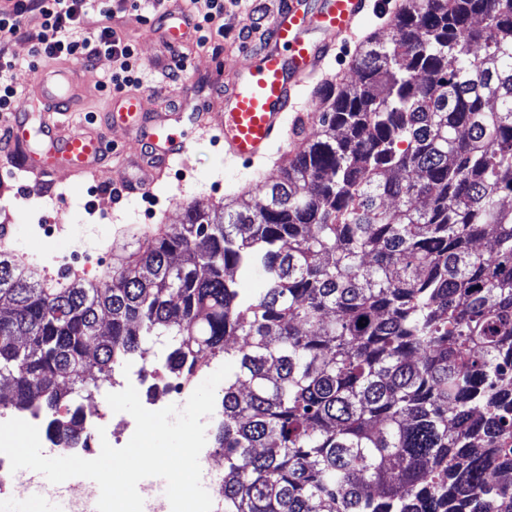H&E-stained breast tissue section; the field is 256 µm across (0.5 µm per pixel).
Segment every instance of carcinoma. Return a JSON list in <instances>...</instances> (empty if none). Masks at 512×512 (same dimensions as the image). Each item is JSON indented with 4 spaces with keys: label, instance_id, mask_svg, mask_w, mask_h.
<instances>
[{
    "label": "carcinoma",
    "instance_id": "carcinoma-1",
    "mask_svg": "<svg viewBox=\"0 0 512 512\" xmlns=\"http://www.w3.org/2000/svg\"><path fill=\"white\" fill-rule=\"evenodd\" d=\"M265 201L185 209L54 291L0 260V410L83 444L89 368L224 379V512H512V0H407ZM264 288L243 299L242 266Z\"/></svg>",
    "mask_w": 512,
    "mask_h": 512
}]
</instances>
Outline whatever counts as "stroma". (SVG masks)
Instances as JSON below:
<instances>
[{
    "instance_id": "obj_1",
    "label": "stroma",
    "mask_w": 512,
    "mask_h": 512,
    "mask_svg": "<svg viewBox=\"0 0 512 512\" xmlns=\"http://www.w3.org/2000/svg\"><path fill=\"white\" fill-rule=\"evenodd\" d=\"M159 22L155 16L149 23L140 24L123 12L108 21L90 11L83 17L80 29L90 36L109 24L135 39L140 57L157 77L152 89L143 93L151 112L167 111L162 93L168 83L166 72L173 53L183 54L190 63L185 79L188 90L177 99L176 111L186 115L203 111L211 120H218L223 110L224 75L244 62L243 45L238 39L244 17L239 9H227L224 37L218 47L200 49L190 38L173 53L151 33ZM111 68V60L103 57L95 67L82 69V81L73 101L75 121H84L90 112L98 116L106 112L110 99L98 92L97 86ZM286 158L282 152L272 164L228 169L224 166L221 145L206 140L193 144L185 162L173 165L150 193L127 194L118 202L112 201L106 192L119 175L110 166L82 182L60 176L51 186L31 177L14 178L12 166L0 164V195L18 200V207L12 213L18 229L11 247L52 279H59L66 267L71 266L85 271L89 278L108 280L112 277L115 242L136 232L177 227L185 206L190 204L209 209L244 190L249 191L254 201H262L263 181L277 174L278 164Z\"/></svg>"
}]
</instances>
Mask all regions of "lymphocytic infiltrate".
Segmentation results:
<instances>
[{
  "label": "lymphocytic infiltrate",
  "mask_w": 512,
  "mask_h": 512,
  "mask_svg": "<svg viewBox=\"0 0 512 512\" xmlns=\"http://www.w3.org/2000/svg\"><path fill=\"white\" fill-rule=\"evenodd\" d=\"M243 0H187L188 12L199 32L200 46L224 35V9L241 7ZM164 0H10V6L0 10V112L16 111L21 94L12 80L17 62L7 43L11 38L27 36L31 57L35 60L72 61L92 65L100 57L110 58L112 70L99 88L105 92H127L139 89L147 78L148 67L135 46L123 32L106 25L96 35L71 37L86 10L99 11L112 17L115 7L140 12L142 6L160 8ZM38 18L39 29L28 34L29 18Z\"/></svg>",
  "instance_id": "obj_1"
}]
</instances>
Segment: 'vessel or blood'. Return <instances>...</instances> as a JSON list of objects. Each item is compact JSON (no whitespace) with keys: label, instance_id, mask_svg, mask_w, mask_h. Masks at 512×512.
<instances>
[{"label":"vessel or blood","instance_id":"obj_1","mask_svg":"<svg viewBox=\"0 0 512 512\" xmlns=\"http://www.w3.org/2000/svg\"><path fill=\"white\" fill-rule=\"evenodd\" d=\"M369 8L370 0H321L316 9L309 8L307 0H283L269 17L264 47L248 52L244 66L225 74L221 119L214 127L197 124L198 139L220 133L224 160L233 165H255L276 143L295 147L299 130L314 118L303 86L324 72L333 49L360 42V21ZM188 25L187 13L171 14L157 34L178 46ZM77 75L74 66L37 70L33 85L41 104L40 121L31 125L28 113L15 112L11 141L0 156L39 180L55 181L62 171L85 176L102 164L112 128H134L138 135L130 153L145 152V165L126 190L133 194L151 189L172 163L183 160L188 136L168 124L163 113L147 111L144 99L134 93L113 96L99 128L68 121ZM65 494L63 484L36 473L26 479L21 499L50 497L61 503Z\"/></svg>","mask_w":512,"mask_h":512}]
</instances>
